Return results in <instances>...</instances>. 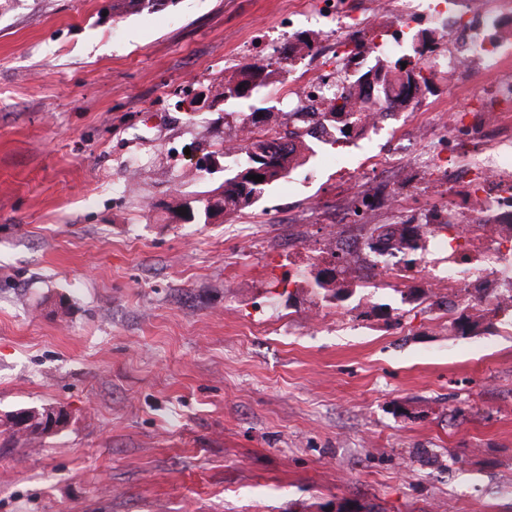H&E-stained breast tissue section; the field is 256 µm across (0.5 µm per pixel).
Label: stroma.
Here are the masks:
<instances>
[{
    "mask_svg": "<svg viewBox=\"0 0 512 512\" xmlns=\"http://www.w3.org/2000/svg\"><path fill=\"white\" fill-rule=\"evenodd\" d=\"M111 5L0 0V415H69L0 436V512H512V328L463 335L389 281L339 301L289 279L383 144L172 216L223 182L198 165L250 110L219 84L322 42L314 0ZM449 107L437 77L400 135Z\"/></svg>",
    "mask_w": 512,
    "mask_h": 512,
    "instance_id": "35a3bbf8",
    "label": "stroma"
}]
</instances>
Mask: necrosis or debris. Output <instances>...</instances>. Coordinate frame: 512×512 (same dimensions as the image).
I'll return each mask as SVG.
<instances>
[{
	"label": "necrosis or debris",
	"mask_w": 512,
	"mask_h": 512,
	"mask_svg": "<svg viewBox=\"0 0 512 512\" xmlns=\"http://www.w3.org/2000/svg\"><path fill=\"white\" fill-rule=\"evenodd\" d=\"M377 12L390 15L384 33H375L370 16L348 11L346 0H316L310 17L326 34L321 63H305L279 89L280 96L313 109L327 100L332 85L329 68L355 72L369 61L404 54L408 37L428 23L437 38L422 63L432 74L449 73L452 98L468 96L474 73L487 79L485 89L461 111L445 114L446 136L428 132L397 140L393 154L381 160L378 179L352 175L345 205L357 218L349 238L338 239L327 225L329 250L344 254L334 268L341 280L369 286L389 276L411 281L416 288L442 292L449 313L473 319L504 318L512 325V0H374ZM361 37L360 50L349 47L350 35ZM420 173L429 187L447 193L452 212L430 209L400 214L398 235H385L368 249L363 227L377 221L382 210L399 206L412 184L404 182L405 164ZM422 238L426 248L412 268H404L399 236Z\"/></svg>",
	"instance_id": "1"
}]
</instances>
